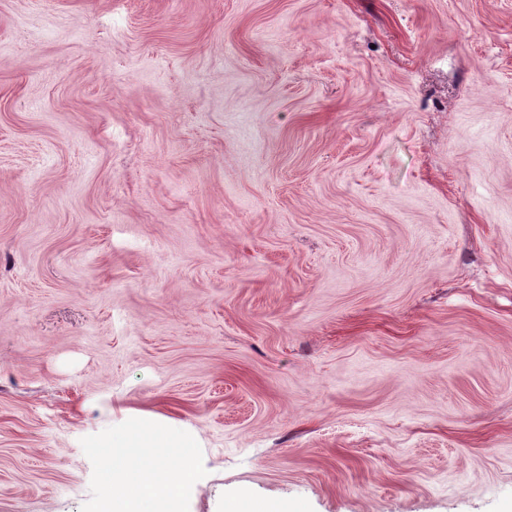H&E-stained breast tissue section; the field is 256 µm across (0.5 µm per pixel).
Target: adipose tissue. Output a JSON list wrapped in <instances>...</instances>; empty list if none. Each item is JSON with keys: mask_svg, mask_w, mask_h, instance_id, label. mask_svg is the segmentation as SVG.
<instances>
[{"mask_svg": "<svg viewBox=\"0 0 512 512\" xmlns=\"http://www.w3.org/2000/svg\"><path fill=\"white\" fill-rule=\"evenodd\" d=\"M123 445L137 450L144 446L160 449L169 446L175 448L182 459L172 465L162 456L147 462L137 454L126 469L113 471L112 488L122 504L120 512H141L147 503L151 504L153 512H177L184 487L193 476L187 459L193 446L192 436L184 431L173 439L164 428L158 427L129 435Z\"/></svg>", "mask_w": 512, "mask_h": 512, "instance_id": "ef3b65f1", "label": "adipose tissue"}]
</instances>
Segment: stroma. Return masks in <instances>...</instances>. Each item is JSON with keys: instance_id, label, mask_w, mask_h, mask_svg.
<instances>
[{"instance_id": "stroma-1", "label": "stroma", "mask_w": 512, "mask_h": 512, "mask_svg": "<svg viewBox=\"0 0 512 512\" xmlns=\"http://www.w3.org/2000/svg\"><path fill=\"white\" fill-rule=\"evenodd\" d=\"M512 512V0H0V512ZM144 445L153 448L172 447L182 456H188L189 448L194 447L193 438L188 432L182 431L173 441L161 427L141 431L138 435L131 434L121 444L125 448H143ZM166 458L161 453L153 461L145 462L139 454L134 458L130 455L126 469L112 470V492L122 503L118 512H141L145 503L152 504V512L179 511L176 506L194 473L188 457L175 465Z\"/></svg>"}]
</instances>
